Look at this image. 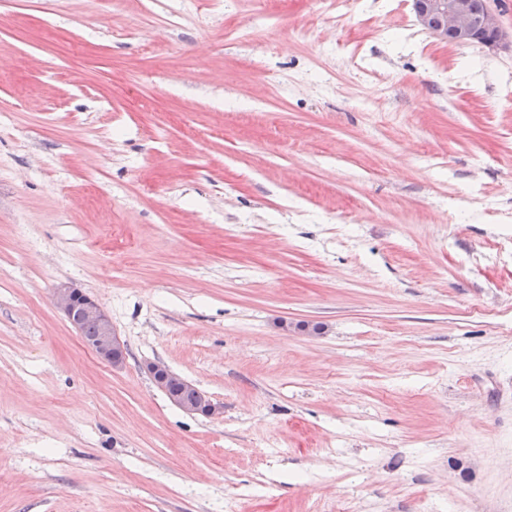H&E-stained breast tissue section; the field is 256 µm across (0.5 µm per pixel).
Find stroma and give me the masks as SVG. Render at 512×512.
Here are the masks:
<instances>
[{
	"label": "stroma",
	"instance_id": "stroma-1",
	"mask_svg": "<svg viewBox=\"0 0 512 512\" xmlns=\"http://www.w3.org/2000/svg\"><path fill=\"white\" fill-rule=\"evenodd\" d=\"M0 512H512V51L412 0H0ZM55 304L73 326L78 327L79 321H87L80 323L78 330L83 339L95 338L91 342L85 340V343L98 359L112 368L123 366L124 345L113 332L111 318L95 298L76 288L61 287L56 288ZM148 371L151 374L155 384L165 392L170 402H172L174 405L181 408L182 410L189 413H201L208 416L221 412V407L214 404L204 394H202L201 399L198 401L200 391L192 385H187L184 382H177L168 387L170 382L179 379V377L173 374L164 365L152 363L148 366ZM169 393L175 398H173ZM176 400H178L182 404L177 402Z\"/></svg>",
	"mask_w": 512,
	"mask_h": 512
}]
</instances>
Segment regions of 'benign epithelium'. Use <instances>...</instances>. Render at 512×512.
<instances>
[{
    "mask_svg": "<svg viewBox=\"0 0 512 512\" xmlns=\"http://www.w3.org/2000/svg\"><path fill=\"white\" fill-rule=\"evenodd\" d=\"M413 8L420 26L444 42L496 47L509 38L501 14L487 2L479 12L474 10L472 0H413ZM55 304L74 326L80 321L96 324L97 336L86 345L104 363L114 368L123 366L124 345L113 332L111 318L95 298L76 288L61 287L55 291ZM148 371L164 391L177 380L175 374L158 363L150 364ZM170 402L189 413L209 416L221 412V407L205 395L193 405H183L173 397Z\"/></svg>",
    "mask_w": 512,
    "mask_h": 512,
    "instance_id": "benign-epithelium-1",
    "label": "benign epithelium"
}]
</instances>
